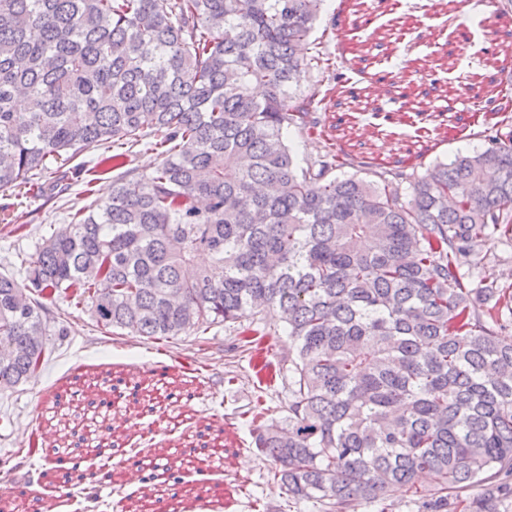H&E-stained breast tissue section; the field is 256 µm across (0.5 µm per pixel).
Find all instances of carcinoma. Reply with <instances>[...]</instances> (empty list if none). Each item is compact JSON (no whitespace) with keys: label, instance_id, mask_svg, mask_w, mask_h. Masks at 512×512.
Returning a JSON list of instances; mask_svg holds the SVG:
<instances>
[{"label":"carcinoma","instance_id":"obj_1","mask_svg":"<svg viewBox=\"0 0 512 512\" xmlns=\"http://www.w3.org/2000/svg\"><path fill=\"white\" fill-rule=\"evenodd\" d=\"M323 2L0 0V189L109 143L165 148L44 238L23 281L0 273V389L44 361L47 290L152 342L222 322L261 355L281 323L287 415L249 413L288 502L393 512L399 485L417 512H512V285L483 276L489 242L512 248V95L485 102L484 149L422 176H341L331 149L303 167L288 127L322 136L311 108L346 80L296 95L311 62L338 67L298 54ZM111 438L88 429L101 467Z\"/></svg>","mask_w":512,"mask_h":512}]
</instances>
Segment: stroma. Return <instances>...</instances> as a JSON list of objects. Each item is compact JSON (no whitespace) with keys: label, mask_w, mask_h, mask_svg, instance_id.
<instances>
[{"label":"stroma","mask_w":512,"mask_h":512,"mask_svg":"<svg viewBox=\"0 0 512 512\" xmlns=\"http://www.w3.org/2000/svg\"><path fill=\"white\" fill-rule=\"evenodd\" d=\"M405 0L390 10L387 0H325L312 33L323 52L335 56L348 81L339 97L319 109L329 141L353 160L344 173L369 181L381 168H404L423 174L436 159L483 148L484 116L460 112L459 101H473L474 84L499 89L512 84V64L485 63V39L512 22V0ZM373 15V25L354 28L358 17ZM472 39L466 49L454 40L460 26ZM82 158L60 167L66 189L49 205L0 190V206L9 205L12 223L0 224V273L23 278L25 258L74 211L91 198L107 197L111 175L89 182ZM49 349L44 364L23 386L0 391V496L14 512H31L34 495L43 498L41 512H129L143 486H152L167 512H289L288 497L267 480L270 467L253 445L245 413L263 397L273 417H281L288 401V375L259 381L254 361L239 346L232 329L212 324L204 340L182 336L155 348L123 330L105 334L87 305L51 294L45 297ZM169 364L164 405L151 406L141 396L123 398L113 412L116 428L111 464L118 482L65 480L52 460L34 462L22 455L30 436L43 450L58 442L52 413L72 415L66 444L81 469H88L87 444L80 417L97 414L95 405L62 397L75 378H97L106 392L123 376L133 382L155 377L154 365ZM179 417L177 431L166 429ZM224 441L221 468L188 469L186 459L202 457L203 432ZM163 458L169 469L162 478L127 472L125 459L134 453Z\"/></svg>","instance_id":"35a3bbf8"}]
</instances>
